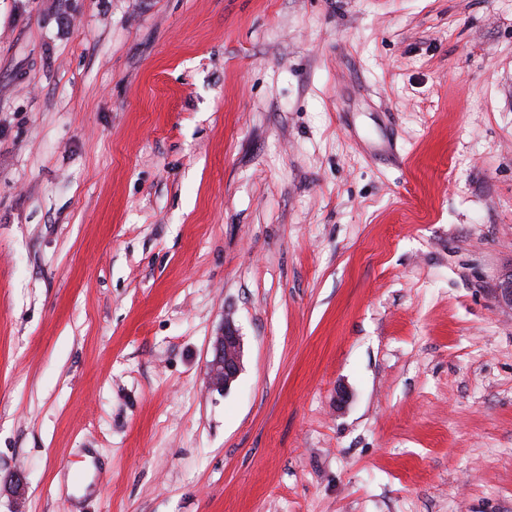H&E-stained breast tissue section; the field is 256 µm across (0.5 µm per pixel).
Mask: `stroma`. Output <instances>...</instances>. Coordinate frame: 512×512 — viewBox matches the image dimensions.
<instances>
[{
	"label": "stroma",
	"mask_w": 512,
	"mask_h": 512,
	"mask_svg": "<svg viewBox=\"0 0 512 512\" xmlns=\"http://www.w3.org/2000/svg\"><path fill=\"white\" fill-rule=\"evenodd\" d=\"M511 275L512 0H0V512H512ZM229 352L232 354L229 355ZM241 368V339L237 329L226 324L212 345V357L207 363V380L213 390H227Z\"/></svg>",
	"instance_id": "1"
}]
</instances>
